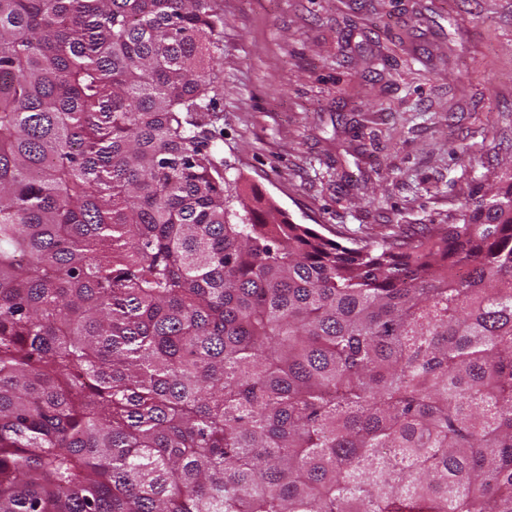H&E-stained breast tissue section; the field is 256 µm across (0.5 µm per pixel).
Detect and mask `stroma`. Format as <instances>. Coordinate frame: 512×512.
Wrapping results in <instances>:
<instances>
[{
	"mask_svg": "<svg viewBox=\"0 0 512 512\" xmlns=\"http://www.w3.org/2000/svg\"><path fill=\"white\" fill-rule=\"evenodd\" d=\"M209 147L353 247L458 222L512 167V0H216Z\"/></svg>",
	"mask_w": 512,
	"mask_h": 512,
	"instance_id": "stroma-1",
	"label": "stroma"
}]
</instances>
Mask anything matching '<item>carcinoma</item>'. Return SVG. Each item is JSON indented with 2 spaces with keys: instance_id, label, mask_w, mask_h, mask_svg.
Segmentation results:
<instances>
[{
  "instance_id": "cac0c4a2",
  "label": "carcinoma",
  "mask_w": 512,
  "mask_h": 512,
  "mask_svg": "<svg viewBox=\"0 0 512 512\" xmlns=\"http://www.w3.org/2000/svg\"><path fill=\"white\" fill-rule=\"evenodd\" d=\"M213 0H0V512H512V173L347 247L207 149Z\"/></svg>"
}]
</instances>
